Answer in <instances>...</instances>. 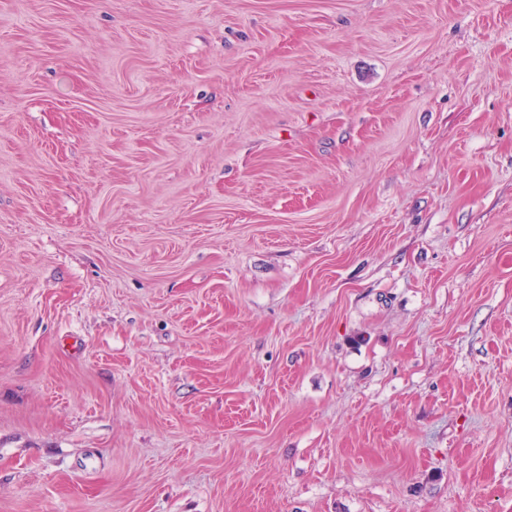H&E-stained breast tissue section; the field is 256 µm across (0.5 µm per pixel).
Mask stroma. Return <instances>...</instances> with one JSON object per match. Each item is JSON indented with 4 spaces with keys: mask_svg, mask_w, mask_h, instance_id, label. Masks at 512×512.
Here are the masks:
<instances>
[{
    "mask_svg": "<svg viewBox=\"0 0 512 512\" xmlns=\"http://www.w3.org/2000/svg\"><path fill=\"white\" fill-rule=\"evenodd\" d=\"M0 512H512V0H0Z\"/></svg>",
    "mask_w": 512,
    "mask_h": 512,
    "instance_id": "35a3bbf8",
    "label": "stroma"
}]
</instances>
